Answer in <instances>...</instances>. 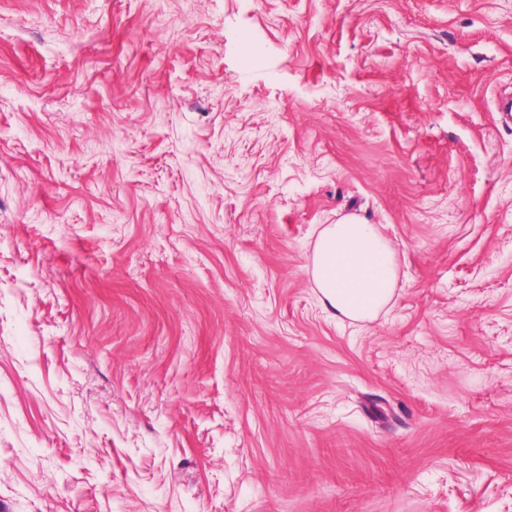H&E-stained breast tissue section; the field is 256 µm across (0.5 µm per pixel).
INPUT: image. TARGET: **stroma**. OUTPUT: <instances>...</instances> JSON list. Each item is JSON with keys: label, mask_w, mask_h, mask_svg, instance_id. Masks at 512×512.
Instances as JSON below:
<instances>
[{"label": "stroma", "mask_w": 512, "mask_h": 512, "mask_svg": "<svg viewBox=\"0 0 512 512\" xmlns=\"http://www.w3.org/2000/svg\"><path fill=\"white\" fill-rule=\"evenodd\" d=\"M509 95L512 0H0V512H512ZM394 255L374 224L345 219L323 226L309 271L324 309L355 323L374 320L394 296Z\"/></svg>", "instance_id": "35a3bbf8"}]
</instances>
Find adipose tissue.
<instances>
[{"mask_svg": "<svg viewBox=\"0 0 512 512\" xmlns=\"http://www.w3.org/2000/svg\"><path fill=\"white\" fill-rule=\"evenodd\" d=\"M394 255L375 225L346 219L323 226L309 271L324 309L355 323L374 320L394 296Z\"/></svg>", "mask_w": 512, "mask_h": 512, "instance_id": "ef3b65f1", "label": "adipose tissue"}]
</instances>
